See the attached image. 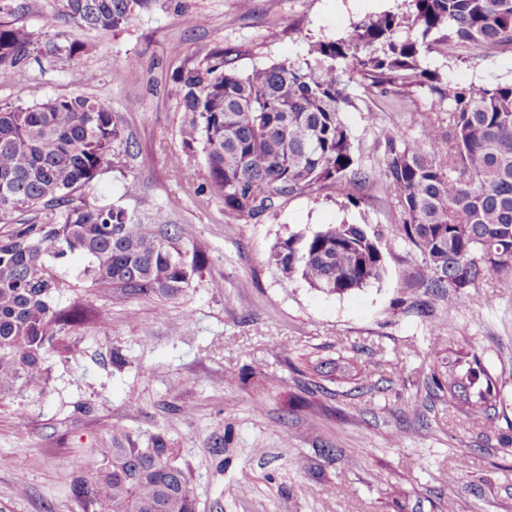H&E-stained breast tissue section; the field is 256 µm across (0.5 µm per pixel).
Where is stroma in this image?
<instances>
[{"instance_id":"35a3bbf8","label":"stroma","mask_w":512,"mask_h":512,"mask_svg":"<svg viewBox=\"0 0 512 512\" xmlns=\"http://www.w3.org/2000/svg\"><path fill=\"white\" fill-rule=\"evenodd\" d=\"M400 2L156 0L124 29L104 32L77 28L60 0H0V23L47 27L58 42L89 46L75 61L34 56L0 75V105L73 93L105 103L132 146L117 147L82 196L191 225L205 256L174 299H119L83 276L82 263L56 265L65 283L57 307L77 304L90 316L63 338L83 354L53 353L43 393L0 399V512H83L73 480L115 423L178 449L196 512H444L450 501L456 512H512V446L500 440L512 432V275H492L478 304L464 295L452 308L427 295L397 230V204L377 181L317 186L279 198L261 220H227L205 190L200 147L180 133L173 76L198 48L239 49L236 67L246 70L303 56L308 40L336 37ZM428 63L461 84L512 82V46L492 58L433 53ZM428 105L405 86L345 112L356 167L378 171L383 129L420 136ZM135 177L142 187L132 197L124 186ZM343 223L378 233L381 283L328 295L283 280L270 264L273 245L290 234ZM214 279L223 290L210 288ZM450 309L454 321L436 338L432 325ZM101 311L104 330L91 319ZM439 340L469 344L496 380L494 426L433 392ZM318 361L331 375H306ZM309 397L317 409L305 406ZM462 455L469 467L460 472Z\"/></svg>"}]
</instances>
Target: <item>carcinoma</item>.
I'll return each mask as SVG.
<instances>
[{"mask_svg":"<svg viewBox=\"0 0 512 512\" xmlns=\"http://www.w3.org/2000/svg\"><path fill=\"white\" fill-rule=\"evenodd\" d=\"M78 28L116 31L153 0H61ZM512 46V0H402L396 10L350 24L340 36L309 44L307 57L229 67L224 46H208L176 71L181 135L199 144L210 193L229 219H257L279 196L300 195L343 179L379 178L396 200L400 235L425 270L423 284L448 297V314L433 324L441 335L453 321L461 290L488 275L512 274V83L453 84L422 65L433 51L476 47L493 57ZM88 51L74 39L61 46L50 31L0 24V74L30 56L71 61ZM369 80L366 97L415 85L430 99L423 135L382 131V168L374 177L354 167L353 142L342 114L357 108L354 74ZM434 112L448 113V160L438 159ZM125 138L116 115L81 94L29 106H0V222L22 210L54 218L20 223L0 235V396L23 388L41 394L49 354L59 336L82 321L53 306L63 283L53 263L89 259L84 273L110 283L122 297L175 298L191 284L202 258L189 252V224L145 220L121 206H96L76 195L90 186ZM269 261L286 281L298 277L328 294L379 283L385 276L377 236L361 224H330L276 243ZM448 351L431 375L433 391L474 420H492L499 391L478 355ZM110 446L97 449L73 484L84 512H195L196 502L176 449L163 436L135 435L120 424Z\"/></svg>","mask_w":512,"mask_h":512,"instance_id":"obj_1","label":"carcinoma"}]
</instances>
